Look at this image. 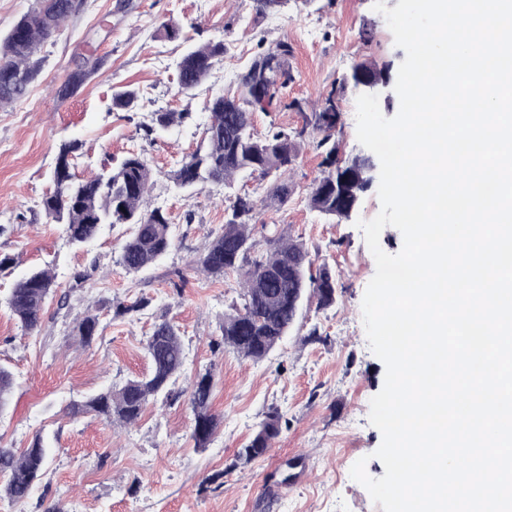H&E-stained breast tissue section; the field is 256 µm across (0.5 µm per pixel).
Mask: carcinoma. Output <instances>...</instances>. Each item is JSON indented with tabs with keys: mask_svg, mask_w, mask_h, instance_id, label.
Masks as SVG:
<instances>
[{
	"mask_svg": "<svg viewBox=\"0 0 512 512\" xmlns=\"http://www.w3.org/2000/svg\"><path fill=\"white\" fill-rule=\"evenodd\" d=\"M287 3L288 0H253V8L257 15L264 16ZM82 8L81 4L72 6L70 0H38V7L0 40V106L26 97L41 69V48L60 35L65 23ZM291 52L290 44L282 41L275 49L257 54L237 75L234 92L209 99L204 106L208 114L205 141L169 174L177 188L216 183L232 190L227 196L224 228L195 257L193 265L213 278L231 271L240 275L244 303L224 315L220 339L214 345L230 347L253 361L265 358L287 336L296 321L292 310L295 298L310 292L321 308L332 306L336 300V270L326 263L312 270L304 244L278 227L261 225L266 248L256 252V225L251 223L256 211L261 206L279 209L288 202L290 189L282 176L292 169L311 133L317 134L312 147L321 155L324 168L309 195L311 209L325 216L346 217L347 209L360 202L373 177L369 173L371 164L364 158H353L347 171L338 166L335 131L339 112L334 105V89L309 112L298 100L288 104L302 115L301 126L288 129L272 122L264 135H255V113H267L278 104L282 89L292 79L288 69ZM223 56L222 41L189 45L177 63L179 92L191 95ZM76 68L78 71L69 74L55 91L61 102L72 98L99 70L100 60L84 57ZM138 104L139 95L134 89L119 90L112 96L115 109L132 111ZM191 117L190 112H153L150 122L139 129L148 138ZM256 173L274 177L260 200L248 192L236 191L234 185L235 177ZM154 178L153 168L138 153L84 179L71 173L60 178L54 171V188L42 198L41 211L46 221L62 225L67 240L77 246L94 239L105 224L130 225L129 235L120 247L119 264L126 272L136 273L176 246L168 215L148 202ZM55 296L59 306L66 305L67 296H57L54 275L45 268H32L13 283L8 305L20 326L33 333L41 328L45 305ZM98 324L97 315L87 313L73 321L71 333L89 343L97 334ZM145 350L150 361L147 375L72 404L69 414L75 417L93 413L109 423L137 421L149 399L168 393L185 365L180 331L165 319L154 324ZM13 386L12 373L0 367V411L7 407ZM211 395L212 374L207 371L196 375L189 386L188 401L194 415L192 439L198 448L209 445L220 424L211 409ZM280 432L281 416L277 412L268 414L248 445L239 451V457L251 461L264 455ZM46 465V448L38 437L20 452L0 447V492L12 501L28 498Z\"/></svg>",
	"mask_w": 512,
	"mask_h": 512,
	"instance_id": "carcinoma-1",
	"label": "carcinoma"
}]
</instances>
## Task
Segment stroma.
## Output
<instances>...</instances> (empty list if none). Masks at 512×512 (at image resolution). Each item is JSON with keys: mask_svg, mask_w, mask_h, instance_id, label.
Here are the masks:
<instances>
[{"mask_svg": "<svg viewBox=\"0 0 512 512\" xmlns=\"http://www.w3.org/2000/svg\"><path fill=\"white\" fill-rule=\"evenodd\" d=\"M168 20L179 24L181 37H156ZM211 39L223 41V57L194 95L180 94L176 64L188 42ZM282 40L292 46V80L283 106L255 114L260 136L273 123L301 126V114L288 109V101L314 102L363 62L397 73L405 58L373 0H289L262 18L252 0H87L45 45L27 98L0 108V256L15 260L0 269V365L16 382L0 413V446L20 450L39 437L49 459L31 495L19 502L0 497V512H45L57 501L66 512H382L350 476L363 457L371 477L385 473L374 457L382 435L369 421L385 365L369 347L362 313L376 265L357 226L380 211L378 181H371L350 217L310 210L307 198L322 168L308 147L288 176V203L262 211V221L303 241L315 262L335 268L337 288L329 308L305 299L288 336L256 362L210 346L224 315L242 302L238 275L208 278L191 267L224 225L228 191L218 184L182 191L167 177L199 146L206 101L227 91L257 53ZM91 51L103 61L100 70L59 102L57 86ZM126 87L140 96L132 112L112 107L113 92ZM158 109L193 118L144 137L138 127ZM69 138L82 143L74 161L80 177L133 152L148 159L156 174L149 202L170 214L176 241L157 264L137 273L121 267L125 226H103L76 248L61 225L42 216L39 203L52 187L57 147ZM34 267L55 274L68 305L49 302L41 331L30 334L6 298L14 280ZM175 268L185 288H173L168 273ZM83 270L92 277L79 287L73 276ZM141 297L150 299L148 308L115 316L117 303ZM87 311L98 314L99 329L85 345L71 329ZM163 318L179 327L186 355L171 394L150 401L133 425L71 416L73 402L147 372L146 339ZM205 371L213 374L212 407L221 424L208 447L198 448L186 390ZM273 411L282 417L279 436L264 456L240 464V448Z\"/></svg>", "mask_w": 512, "mask_h": 512, "instance_id": "stroma-1", "label": "stroma"}]
</instances>
